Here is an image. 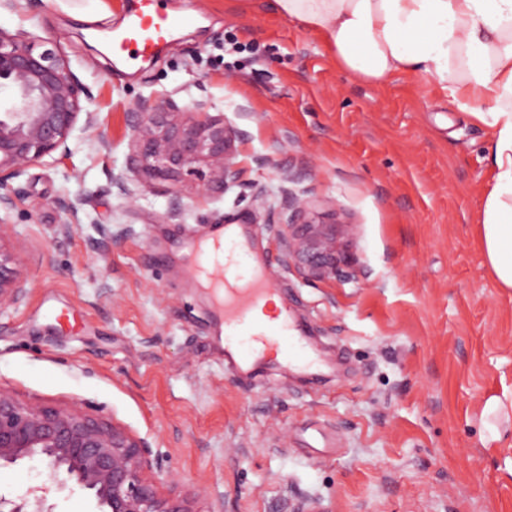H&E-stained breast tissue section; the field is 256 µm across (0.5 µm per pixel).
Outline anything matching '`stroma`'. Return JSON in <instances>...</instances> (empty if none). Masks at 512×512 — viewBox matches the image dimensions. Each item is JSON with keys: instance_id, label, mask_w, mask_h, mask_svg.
I'll return each mask as SVG.
<instances>
[{"instance_id": "35a3bbf8", "label": "stroma", "mask_w": 512, "mask_h": 512, "mask_svg": "<svg viewBox=\"0 0 512 512\" xmlns=\"http://www.w3.org/2000/svg\"><path fill=\"white\" fill-rule=\"evenodd\" d=\"M138 3L0 6V28L65 56L108 142L77 134L70 155L8 182L27 297L0 312V388L115 419L149 443L163 493L196 498L198 512H512V421L493 433L484 416L512 394V291L480 242L487 129L431 76L351 75L268 0H155L186 23L119 72L108 43ZM81 10L101 18L75 20ZM142 98L201 102L245 131L224 193L201 196L203 166L134 177L132 201L112 188ZM287 190L354 225L352 276L312 283L282 267L267 226L283 221ZM64 196L81 201L67 238L53 233ZM227 222L255 224L280 299L327 365L321 383L225 368L211 296L183 268L187 244ZM100 225L127 231L105 258ZM48 481L42 459L0 466L9 497Z\"/></svg>"}]
</instances>
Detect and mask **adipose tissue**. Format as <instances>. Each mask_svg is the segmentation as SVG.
<instances>
[{
    "mask_svg": "<svg viewBox=\"0 0 512 512\" xmlns=\"http://www.w3.org/2000/svg\"><path fill=\"white\" fill-rule=\"evenodd\" d=\"M318 32L355 77L422 72L489 130L481 208L487 264L512 289V0H273Z\"/></svg>",
    "mask_w": 512,
    "mask_h": 512,
    "instance_id": "ef3b65f1",
    "label": "adipose tissue"
}]
</instances>
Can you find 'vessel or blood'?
Listing matches in <instances>:
<instances>
[{"mask_svg": "<svg viewBox=\"0 0 512 512\" xmlns=\"http://www.w3.org/2000/svg\"><path fill=\"white\" fill-rule=\"evenodd\" d=\"M140 2L139 10L112 44L117 57L129 52L143 59L153 56L160 43L169 40L180 25L179 20L159 14L152 0ZM196 255L195 275L212 288L216 308L224 317L225 367L258 375L257 360L265 357L270 345L288 337L295 344L285 352V360L300 369H314V360L295 339L296 328L287 307H280L274 324L261 331L256 329L254 312L274 295L275 288L262 268L250 263L247 239L228 226L211 242L199 244Z\"/></svg>", "mask_w": 512, "mask_h": 512, "instance_id": "obj_1", "label": "vessel or blood"}]
</instances>
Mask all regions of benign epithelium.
<instances>
[{
	"mask_svg": "<svg viewBox=\"0 0 512 512\" xmlns=\"http://www.w3.org/2000/svg\"><path fill=\"white\" fill-rule=\"evenodd\" d=\"M2 93L6 106L0 107V186L46 157L70 153L77 124L90 136L98 129L97 113L86 105L89 95L65 57L25 32L0 28ZM129 122L132 152L124 169L111 177L112 187L127 198H134L129 182L139 173L175 180L203 164L209 170L206 196L224 192L228 179L235 177L236 141L244 133L224 123V116L205 111L204 104L181 107L172 99H140L130 108ZM18 200L15 191L0 192V309L26 298L25 258L4 243ZM55 206L66 216L56 233L67 236L78 221L77 202L60 197ZM282 209L286 222L270 225L269 231L285 264H294L309 281L348 274L353 225L336 223V212H318L289 191ZM98 233L97 250L103 256L122 236L108 225ZM149 453L145 439L115 421L76 407L22 402L0 389V464L45 459L57 487L72 481L90 491L101 512H197L191 498L161 492L147 473ZM49 492L38 487L16 498L0 494V512H53Z\"/></svg>",
	"mask_w": 512,
	"mask_h": 512,
	"instance_id": "7a95c632",
	"label": "benign epithelium"
}]
</instances>
